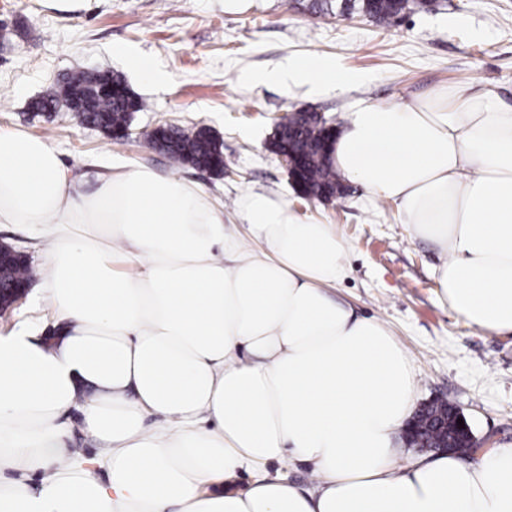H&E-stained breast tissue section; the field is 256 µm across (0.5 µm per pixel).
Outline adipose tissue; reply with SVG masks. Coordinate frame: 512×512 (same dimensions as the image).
Listing matches in <instances>:
<instances>
[{
    "instance_id": "1",
    "label": "adipose tissue",
    "mask_w": 512,
    "mask_h": 512,
    "mask_svg": "<svg viewBox=\"0 0 512 512\" xmlns=\"http://www.w3.org/2000/svg\"><path fill=\"white\" fill-rule=\"evenodd\" d=\"M250 79L357 76L309 55ZM332 161L437 242L441 304L512 335V106L468 85L358 104ZM237 216L247 236L194 182L81 171L0 130V224L47 242L42 293L62 326L49 343L0 335V512H512V443L403 459L417 380L380 321L329 294L346 273L332 226L259 193ZM77 427L95 456L72 447ZM287 459L310 465L309 488L268 474Z\"/></svg>"
}]
</instances>
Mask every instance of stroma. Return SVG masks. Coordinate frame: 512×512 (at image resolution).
Returning a JSON list of instances; mask_svg holds the SVG:
<instances>
[{"label":"stroma","instance_id":"obj_1","mask_svg":"<svg viewBox=\"0 0 512 512\" xmlns=\"http://www.w3.org/2000/svg\"><path fill=\"white\" fill-rule=\"evenodd\" d=\"M302 0H0V128L48 140L64 162L85 170L112 159L144 164L198 183L224 207L229 231L246 235L236 205L248 193L284 201L297 215L332 225L347 247L346 276L333 294L357 315L382 320L417 375L419 402L458 406L486 448L512 442V337L468 326L436 298L437 246L414 236L399 206L359 186L340 198L307 200L269 142L275 119L316 112L335 125L357 103L400 105L470 83L493 87L512 105V0H438L387 25L362 12L311 14ZM151 58L168 80L145 82L125 61ZM309 54L361 75L350 89L317 92L249 82V73ZM109 71L144 107L132 137L119 142L32 104L67 75ZM207 127L222 145L216 176L153 149L161 125ZM33 280L22 303L0 316V334L23 326L43 333L55 316Z\"/></svg>","mask_w":512,"mask_h":512}]
</instances>
